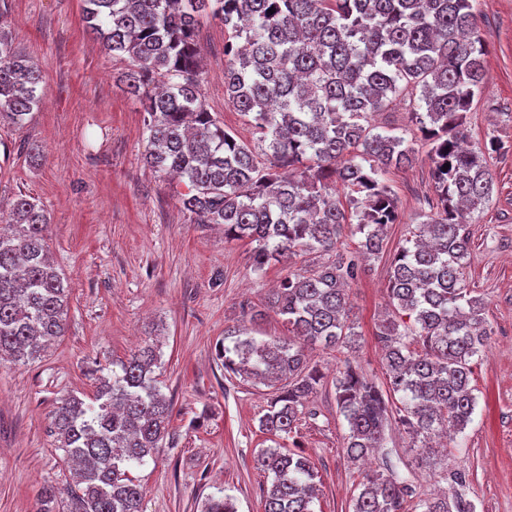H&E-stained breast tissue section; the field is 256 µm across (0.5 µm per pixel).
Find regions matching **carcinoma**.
I'll return each mask as SVG.
<instances>
[{"instance_id":"carcinoma-1","label":"carcinoma","mask_w":512,"mask_h":512,"mask_svg":"<svg viewBox=\"0 0 512 512\" xmlns=\"http://www.w3.org/2000/svg\"><path fill=\"white\" fill-rule=\"evenodd\" d=\"M85 20L114 56L127 57L130 92L144 100L145 162L179 179L193 224H222L224 238L255 244L262 271L288 267L314 250L336 259L310 275L288 273L271 307L290 338L258 340L244 329L224 337V371L273 389L260 429L288 436L320 383L306 349L346 348L357 335L348 285L374 258L399 220L385 179L410 166L405 139L377 130L371 118L407 99L430 145L436 211L393 255L392 314L375 340L388 390L350 364L335 380L352 460L382 447L397 419L421 461L448 456L429 441L465 430L476 407L473 359L486 348L484 306L464 288L471 240L467 212L488 200L485 153L463 147L468 112L485 80L486 48L476 0H85ZM224 24V96L259 134L255 150L224 129L201 90L200 19ZM43 77L10 33L0 29V125H21L38 108ZM449 168H444V165ZM348 203H343V199ZM0 361L41 359L64 335L70 289L49 258L48 217L19 194L0 209ZM361 235L339 251L344 226ZM412 319L407 324L403 317ZM151 344L112 363L94 398L59 400L52 434L80 466L67 512H143V487L129 469L156 458L171 404L154 374ZM271 476L264 512H312L318 472L301 455L263 450ZM414 488L375 471L364 477L353 512H412ZM51 486L37 512H57ZM421 512H476L463 495L420 500ZM201 512H237L228 495L208 497Z\"/></svg>"}]
</instances>
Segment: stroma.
Returning a JSON list of instances; mask_svg holds the SVG:
<instances>
[{"label": "stroma", "mask_w": 512, "mask_h": 512, "mask_svg": "<svg viewBox=\"0 0 512 512\" xmlns=\"http://www.w3.org/2000/svg\"><path fill=\"white\" fill-rule=\"evenodd\" d=\"M84 8V0H0V26L37 63L44 85L31 121L0 128V201L24 193L43 205L50 252L70 287L65 334L46 356L0 362V512H36L44 488L72 481V463L49 432L58 398L91 397L95 370L151 340L173 416L157 460L130 470L145 491L143 512H200L202 500L223 494L238 512H264L270 480L257 455L272 442L259 419L271 390L229 377L219 351L249 309L261 313L252 336H287L268 305L285 271H254L249 241L228 242L223 229L191 223L179 201L184 185L145 166V112L127 88L129 63L102 50ZM476 8L487 84L468 114L469 142L478 149L492 141L497 150L487 156L491 200L468 226L466 286L483 298L490 331L473 366L472 421L447 440L448 459L436 469L421 465L395 425L370 464L351 463L344 451L348 427L334 378L349 362L386 384L374 333L388 304L389 264L435 203L428 146L400 104L375 118L415 149L412 166L386 175L400 221L388 228L384 255L364 261L351 286L355 345L311 350L323 378L283 441L318 471L314 512H352L372 469L412 484L420 499L462 490L476 512H512V0H477ZM198 40L208 110L237 139L256 144L247 117L224 100L223 25L203 20Z\"/></svg>", "instance_id": "35a3bbf8"}]
</instances>
